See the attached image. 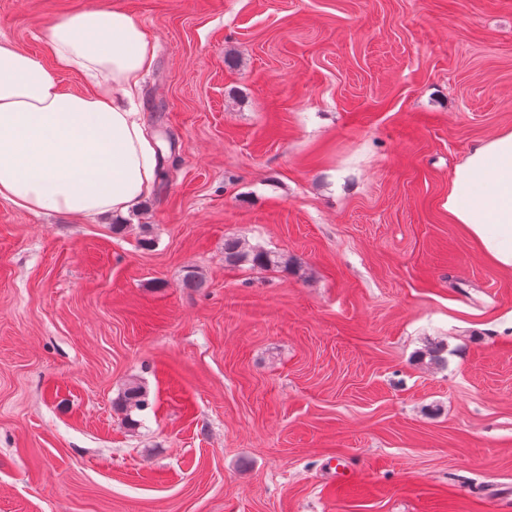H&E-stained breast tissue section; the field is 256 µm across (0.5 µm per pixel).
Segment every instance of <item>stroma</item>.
Instances as JSON below:
<instances>
[{"label": "stroma", "mask_w": 512, "mask_h": 512, "mask_svg": "<svg viewBox=\"0 0 512 512\" xmlns=\"http://www.w3.org/2000/svg\"><path fill=\"white\" fill-rule=\"evenodd\" d=\"M112 6L165 162L118 217L0 199V512H512V273L445 206L512 129V0H0V38L50 67ZM272 260L267 252L256 249H247L238 239L224 241V263L226 266L236 267L243 264L252 266H265ZM121 406L126 412L133 410H143L148 406L147 392L145 388L138 382H132L125 388Z\"/></svg>", "instance_id": "35a3bbf8"}]
</instances>
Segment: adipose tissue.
I'll use <instances>...</instances> for the list:
<instances>
[{"instance_id":"1","label":"adipose tissue","mask_w":512,"mask_h":512,"mask_svg":"<svg viewBox=\"0 0 512 512\" xmlns=\"http://www.w3.org/2000/svg\"><path fill=\"white\" fill-rule=\"evenodd\" d=\"M47 67L0 40V198L35 213L124 215L160 175L136 96L155 59L145 30L120 8H90L48 25ZM75 71L87 94L63 91ZM448 217L512 272V130L479 143L448 183Z\"/></svg>"}]
</instances>
